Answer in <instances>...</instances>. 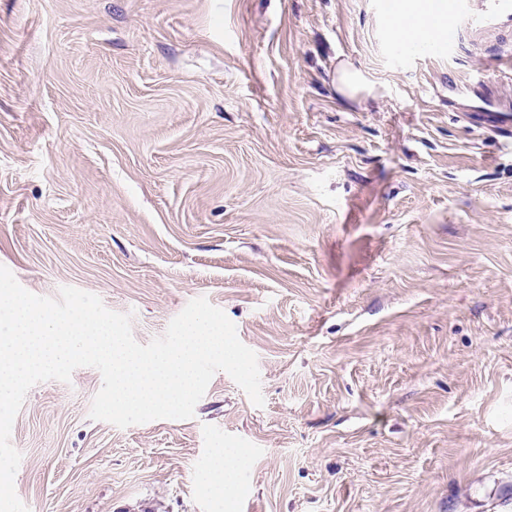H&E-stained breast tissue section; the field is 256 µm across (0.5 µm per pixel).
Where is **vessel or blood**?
Instances as JSON below:
<instances>
[{"label":"vessel or blood","mask_w":512,"mask_h":512,"mask_svg":"<svg viewBox=\"0 0 512 512\" xmlns=\"http://www.w3.org/2000/svg\"><path fill=\"white\" fill-rule=\"evenodd\" d=\"M431 35L427 40L397 42L401 54L453 55L463 39H485L496 30L512 29V0H427Z\"/></svg>","instance_id":"1"}]
</instances>
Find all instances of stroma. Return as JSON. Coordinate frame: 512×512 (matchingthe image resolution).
Here are the masks:
<instances>
[{"label":"stroma","mask_w":512,"mask_h":512,"mask_svg":"<svg viewBox=\"0 0 512 512\" xmlns=\"http://www.w3.org/2000/svg\"><path fill=\"white\" fill-rule=\"evenodd\" d=\"M380 2L0 0V265L143 345L207 298L265 400L220 371L192 418L121 429L97 369L39 383L29 512H512V126L472 122L512 73L467 81L512 31L402 58ZM337 90L347 98L365 91V77L360 70L344 65L336 73ZM247 464L244 454L236 448H224V457L218 458L213 469V481L220 486L224 500L234 497L238 473Z\"/></svg>","instance_id":"35a3bbf8"}]
</instances>
